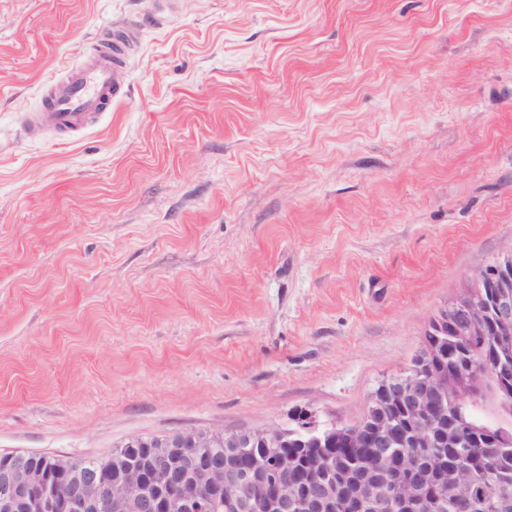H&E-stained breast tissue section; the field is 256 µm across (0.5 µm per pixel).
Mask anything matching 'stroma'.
Masks as SVG:
<instances>
[{"label":"stroma","mask_w":512,"mask_h":512,"mask_svg":"<svg viewBox=\"0 0 512 512\" xmlns=\"http://www.w3.org/2000/svg\"><path fill=\"white\" fill-rule=\"evenodd\" d=\"M116 25L127 94L32 134ZM512 244V0H0V454L352 423Z\"/></svg>","instance_id":"stroma-1"}]
</instances>
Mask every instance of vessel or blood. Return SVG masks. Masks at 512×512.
<instances>
[{
  "instance_id": "obj_1",
  "label": "vessel or blood",
  "mask_w": 512,
  "mask_h": 512,
  "mask_svg": "<svg viewBox=\"0 0 512 512\" xmlns=\"http://www.w3.org/2000/svg\"><path fill=\"white\" fill-rule=\"evenodd\" d=\"M133 43L132 33L123 28L101 34L93 51L52 86L35 116L36 127L73 131L93 114L111 111L113 101L125 95L123 80Z\"/></svg>"
}]
</instances>
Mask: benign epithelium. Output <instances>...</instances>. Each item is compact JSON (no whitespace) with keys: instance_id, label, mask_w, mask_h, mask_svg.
I'll list each match as a JSON object with an SVG mask.
<instances>
[{"instance_id":"obj_1","label":"benign epithelium","mask_w":512,"mask_h":512,"mask_svg":"<svg viewBox=\"0 0 512 512\" xmlns=\"http://www.w3.org/2000/svg\"><path fill=\"white\" fill-rule=\"evenodd\" d=\"M464 291L433 316L432 337L404 380L377 388L353 424L319 421L304 413L302 430L336 436L346 448H364L355 477L346 460L329 453L314 472L300 476L285 463L271 470L260 458L278 460L296 432L286 426L184 430L133 436L125 448H146L143 459L125 452L88 470L56 457L49 475L23 453L0 456V512H480L472 494L455 488L453 460L440 454L421 465L412 448H460L464 435L449 420L448 405H497L493 384L512 375V245L476 268ZM472 336H491L494 362L463 349ZM224 449V463L199 464L204 448Z\"/></svg>"}]
</instances>
